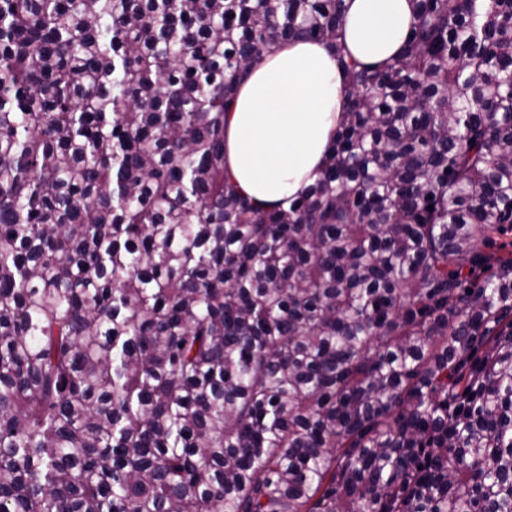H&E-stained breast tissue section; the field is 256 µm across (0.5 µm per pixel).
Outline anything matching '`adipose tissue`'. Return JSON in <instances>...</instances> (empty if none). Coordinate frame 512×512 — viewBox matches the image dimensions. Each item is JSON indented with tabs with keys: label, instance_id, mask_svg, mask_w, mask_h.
<instances>
[{
	"label": "adipose tissue",
	"instance_id": "1",
	"mask_svg": "<svg viewBox=\"0 0 512 512\" xmlns=\"http://www.w3.org/2000/svg\"><path fill=\"white\" fill-rule=\"evenodd\" d=\"M413 4L343 0L341 37L350 53L369 65L398 54ZM343 87L334 51L318 40L288 41L254 67L225 117V168L238 190L269 208L297 200L336 139Z\"/></svg>",
	"mask_w": 512,
	"mask_h": 512
}]
</instances>
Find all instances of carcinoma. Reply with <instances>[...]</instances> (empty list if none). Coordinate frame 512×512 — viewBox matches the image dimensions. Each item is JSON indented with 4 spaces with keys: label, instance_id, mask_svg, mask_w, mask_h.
<instances>
[{
    "label": "carcinoma",
    "instance_id": "carcinoma-1",
    "mask_svg": "<svg viewBox=\"0 0 512 512\" xmlns=\"http://www.w3.org/2000/svg\"><path fill=\"white\" fill-rule=\"evenodd\" d=\"M342 2L0 0V512H512V0L378 68ZM294 38L345 112L265 209L224 119Z\"/></svg>",
    "mask_w": 512,
    "mask_h": 512
}]
</instances>
